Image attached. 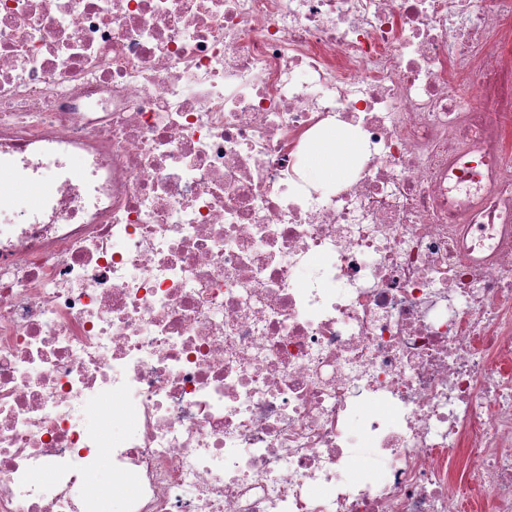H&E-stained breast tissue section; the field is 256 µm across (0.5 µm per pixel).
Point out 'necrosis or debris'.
I'll list each match as a JSON object with an SVG mask.
<instances>
[{"mask_svg": "<svg viewBox=\"0 0 512 512\" xmlns=\"http://www.w3.org/2000/svg\"><path fill=\"white\" fill-rule=\"evenodd\" d=\"M511 135L512 0H0V512H512ZM356 157V142L336 130L310 145L307 167L319 179L337 181L352 167ZM83 164L75 157L66 169L48 155L38 174L19 169L9 156H0V222L13 224L18 202H25L24 220H33L53 204V183L56 177L78 179L83 176Z\"/></svg>", "mask_w": 512, "mask_h": 512, "instance_id": "4bbe7bcc", "label": "necrosis or debris"}]
</instances>
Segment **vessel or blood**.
<instances>
[{
    "mask_svg": "<svg viewBox=\"0 0 512 512\" xmlns=\"http://www.w3.org/2000/svg\"><path fill=\"white\" fill-rule=\"evenodd\" d=\"M83 164L73 158L68 167H60L54 156H47L39 173L32 174L19 169L13 159L0 156V222L14 221L17 205H24L26 219H34L53 204V183L56 178L66 176L81 178Z\"/></svg>",
    "mask_w": 512,
    "mask_h": 512,
    "instance_id": "1",
    "label": "vessel or blood"
}]
</instances>
